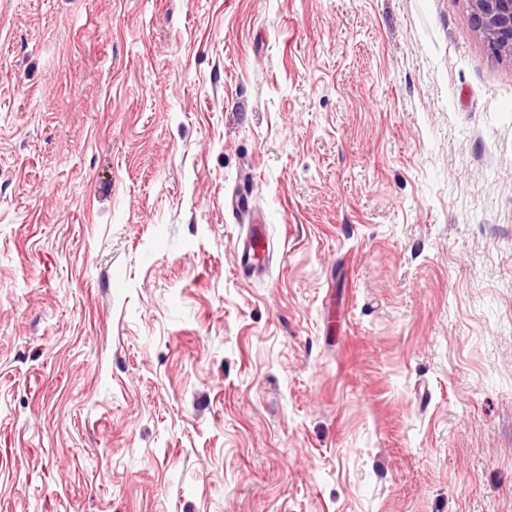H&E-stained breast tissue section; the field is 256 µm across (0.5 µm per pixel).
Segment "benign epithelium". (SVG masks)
I'll use <instances>...</instances> for the list:
<instances>
[{
	"instance_id": "benign-epithelium-1",
	"label": "benign epithelium",
	"mask_w": 512,
	"mask_h": 512,
	"mask_svg": "<svg viewBox=\"0 0 512 512\" xmlns=\"http://www.w3.org/2000/svg\"><path fill=\"white\" fill-rule=\"evenodd\" d=\"M466 20L491 53L512 58V0H468Z\"/></svg>"
}]
</instances>
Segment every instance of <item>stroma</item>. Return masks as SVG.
Wrapping results in <instances>:
<instances>
[{
	"label": "stroma",
	"instance_id": "1",
	"mask_svg": "<svg viewBox=\"0 0 512 512\" xmlns=\"http://www.w3.org/2000/svg\"><path fill=\"white\" fill-rule=\"evenodd\" d=\"M466 10L0 0V512H512V59ZM244 237H240L236 244L239 272L246 277L259 274L262 271L260 262L267 251L268 241L265 236L266 224H251Z\"/></svg>",
	"mask_w": 512,
	"mask_h": 512
}]
</instances>
